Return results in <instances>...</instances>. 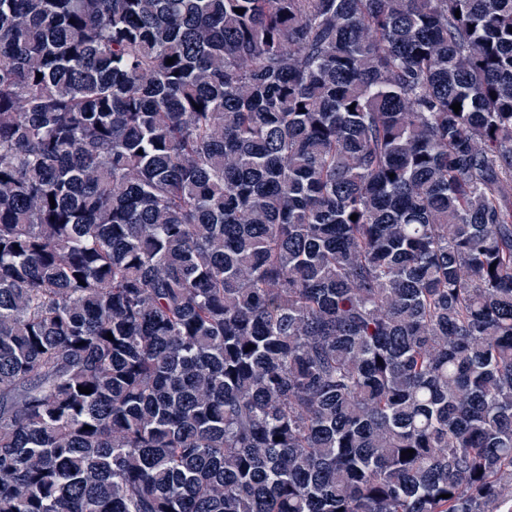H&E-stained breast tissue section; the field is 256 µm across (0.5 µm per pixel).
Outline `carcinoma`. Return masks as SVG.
I'll list each match as a JSON object with an SVG mask.
<instances>
[{
  "label": "carcinoma",
  "mask_w": 512,
  "mask_h": 512,
  "mask_svg": "<svg viewBox=\"0 0 512 512\" xmlns=\"http://www.w3.org/2000/svg\"><path fill=\"white\" fill-rule=\"evenodd\" d=\"M340 508L512 512V0H0V512Z\"/></svg>",
  "instance_id": "carcinoma-1"
}]
</instances>
